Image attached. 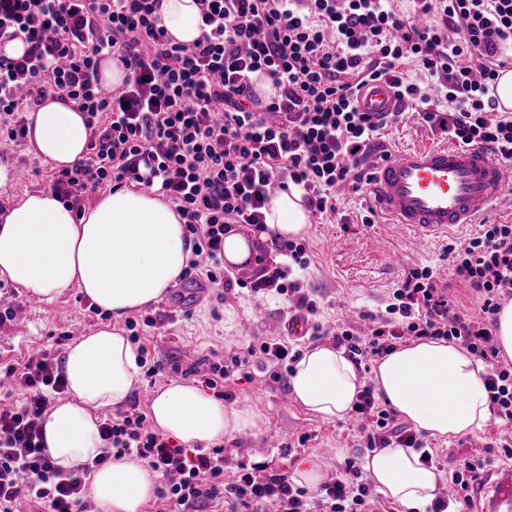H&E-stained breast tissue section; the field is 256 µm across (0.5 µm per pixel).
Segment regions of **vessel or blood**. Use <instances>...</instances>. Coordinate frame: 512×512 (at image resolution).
<instances>
[{
    "label": "vessel or blood",
    "mask_w": 512,
    "mask_h": 512,
    "mask_svg": "<svg viewBox=\"0 0 512 512\" xmlns=\"http://www.w3.org/2000/svg\"><path fill=\"white\" fill-rule=\"evenodd\" d=\"M359 106L365 112L394 111V91L382 82L368 84ZM368 165L376 209L389 223L408 225L422 239L473 223L512 189V163L484 150L419 147L385 159L370 157ZM480 492L485 512H512V466L495 470Z\"/></svg>",
    "instance_id": "b4317fda"
}]
</instances>
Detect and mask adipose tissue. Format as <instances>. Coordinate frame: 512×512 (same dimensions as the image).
I'll return each instance as SVG.
<instances>
[{
    "mask_svg": "<svg viewBox=\"0 0 512 512\" xmlns=\"http://www.w3.org/2000/svg\"><path fill=\"white\" fill-rule=\"evenodd\" d=\"M161 16L174 40L188 44L199 37L196 0H164ZM89 135L81 112L49 99L32 114L28 140L36 155L64 168L84 156ZM266 222L262 240L306 236L309 214L299 192L273 198ZM189 255L182 221L153 190L105 191L78 212L54 191L40 189L0 213V279L46 302L77 289L114 318L66 351L68 397L53 404L43 421L46 450L56 466L76 468L105 448L99 434L103 416L126 403L141 376L137 354L117 323L176 286ZM485 372V364L456 342L416 340L381 359L372 380L415 430L457 439L489 418ZM289 384L307 411L340 419L364 381L342 352L316 345L294 363ZM150 416L162 435L190 449L259 434L263 422L254 405L230 409L201 387L176 381L155 392ZM363 469L378 493L407 512H426L438 490L435 468L409 448L375 449ZM88 482L100 512H141L156 490L155 473L129 457L94 470Z\"/></svg>",
    "mask_w": 512,
    "mask_h": 512,
    "instance_id": "adipose-tissue-1",
    "label": "adipose tissue"
}]
</instances>
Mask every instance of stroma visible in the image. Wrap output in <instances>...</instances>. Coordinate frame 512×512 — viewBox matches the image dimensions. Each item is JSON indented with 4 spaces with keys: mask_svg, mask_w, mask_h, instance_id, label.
Here are the masks:
<instances>
[{
    "mask_svg": "<svg viewBox=\"0 0 512 512\" xmlns=\"http://www.w3.org/2000/svg\"><path fill=\"white\" fill-rule=\"evenodd\" d=\"M393 152L410 148L437 146L441 136L428 125L406 120L387 130L385 136ZM0 165L9 169L24 167V179L13 180L0 190V205L10 206L25 193L50 188L49 163L37 156L29 144L10 155H0ZM370 193L345 192L341 199L342 221L338 224H311L305 242L310 250L311 265L306 282L312 292L332 301L325 311L326 321H336L339 312H347L354 327H363V314L383 309L393 288L410 268L431 266L437 271L440 285L459 306L477 313L478 308L468 288L462 284L448 260L449 245L465 243L477 236L481 228L472 224L449 235L419 240L407 226L379 220L367 227L361 219L371 206ZM217 289H207L203 298L187 302L184 312L159 327H140V342L156 353L165 369L155 382L141 380L131 394L129 405L147 407L146 396L156 388L185 378L192 371L195 385H202L199 368L205 367L212 353L239 352L249 342L272 338L279 324L280 305L268 299L257 301L246 295H230L218 300ZM11 304L17 310L15 319L0 328V363L23 362L34 352L43 350L64 357L70 342L108 323L109 315L95 307L78 290H70L47 303L34 298L12 283L0 281V305ZM251 379L227 384L230 406L256 405L264 416L260 435L243 434L224 442V471L232 473L238 461L248 459L264 438L280 437V447L271 449L276 466L294 471L298 461L321 449L333 451L334 461L358 455L367 456L356 424L350 418L326 420L303 408L295 401L288 378L272 379L269 369L259 366L251 370ZM310 434L306 445H299L301 434ZM512 433V428L487 421L482 429L463 439L433 438L429 444L444 455L461 460L475 454L485 455L492 467L502 465L504 458L497 449L499 436Z\"/></svg>",
    "mask_w": 512,
    "mask_h": 512,
    "instance_id": "1",
    "label": "stroma"
}]
</instances>
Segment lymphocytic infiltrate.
<instances>
[{
    "instance_id": "obj_1",
    "label": "lymphocytic infiltrate",
    "mask_w": 512,
    "mask_h": 512,
    "mask_svg": "<svg viewBox=\"0 0 512 512\" xmlns=\"http://www.w3.org/2000/svg\"><path fill=\"white\" fill-rule=\"evenodd\" d=\"M197 0L200 38L174 41L161 27L163 0H0V143L20 145L28 116L59 99L85 116L84 157L52 172L62 202L90 194L156 190L175 208L192 257L184 280L280 299L282 314H304L310 338L333 335L356 365L392 353L410 338L458 341L487 367L489 406L512 423V365L498 362L496 315L512 300V224L484 225L466 245L449 247L457 276L478 314L461 309L439 287L431 267L411 268L368 333L320 320L324 305L299 276L310 259L305 244L279 243L280 262L251 280L224 267V236L233 225L264 230L271 187L298 190L315 222L340 213L339 188L371 185L367 160L389 156L388 128L417 119L456 145L512 161V113L500 110L496 84L512 64V0ZM25 46L6 55V42ZM119 62L122 84H101L104 60ZM275 93L258 96V78ZM382 81L395 91L393 112L360 111L357 95ZM301 340L285 336L212 359L204 382L219 399L224 386L253 365L289 368ZM5 373L24 394L0 406V512L22 503L45 512H88L86 479L112 457L145 463L160 478L157 498L168 512H202L222 501L227 512H371L375 497L357 459L336 467L319 490L297 485L272 461L238 462L224 477V451L173 446L139 408L105 419L110 447L71 470L47 456L42 421L66 382L42 352ZM363 418L367 449L396 445L424 464L449 469V484L469 492L489 464L473 455L448 464L423 434L398 424L365 384L353 405Z\"/></svg>"
}]
</instances>
